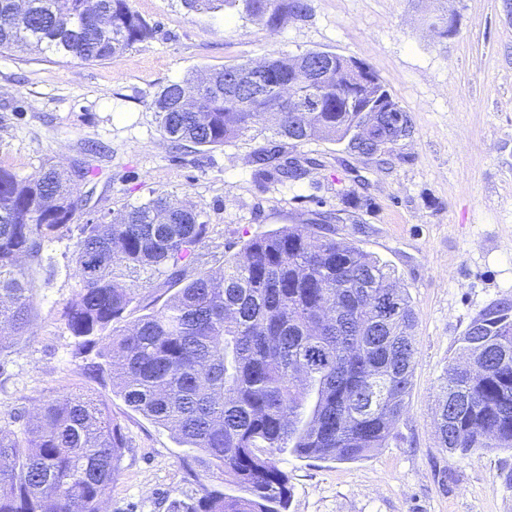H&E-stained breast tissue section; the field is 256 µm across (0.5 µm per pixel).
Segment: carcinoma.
I'll list each match as a JSON object with an SVG mask.
<instances>
[{
	"label": "carcinoma",
	"instance_id": "cac0c4a2",
	"mask_svg": "<svg viewBox=\"0 0 512 512\" xmlns=\"http://www.w3.org/2000/svg\"><path fill=\"white\" fill-rule=\"evenodd\" d=\"M274 31L308 11L307 0H181L189 11L233 8ZM131 0H0V49L23 46L78 61H108L153 38ZM322 51L273 52L261 89L243 94L252 67L197 71L157 93L163 136L195 149L271 133L254 151L256 174L294 184L307 169L282 159V142L343 143L374 156L413 132L396 102L379 128L359 133V107L388 93L362 83L345 59ZM320 112L290 107L282 91L320 64ZM77 182L51 164L20 178L0 167V353L15 345L34 310L33 271L46 242L72 232L83 209ZM160 193L77 225L75 297L62 310L76 353L91 352L94 375L133 411L175 432L179 443L246 492L202 484L169 512H287L288 475L273 455L354 461L387 443L406 409L417 351L415 313L387 262L336 239L330 224H291L247 240L224 269H199L209 225ZM171 295L156 308L135 278ZM146 313L126 319L135 303ZM460 350L475 367L451 362L435 413L440 447L459 459L483 448L512 449V300L472 320ZM128 448L108 406L89 394L42 404L15 432L0 429V512H102Z\"/></svg>",
	"mask_w": 512,
	"mask_h": 512
}]
</instances>
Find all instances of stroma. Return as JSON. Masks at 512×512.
I'll return each instance as SVG.
<instances>
[{
	"label": "stroma",
	"mask_w": 512,
	"mask_h": 512,
	"mask_svg": "<svg viewBox=\"0 0 512 512\" xmlns=\"http://www.w3.org/2000/svg\"><path fill=\"white\" fill-rule=\"evenodd\" d=\"M308 4L306 16L272 31L240 7L200 13L180 0H132L155 34L119 58L1 52L0 166L22 178L47 162L89 168L79 224L155 192L193 206L212 228L202 248L208 270L254 236L332 215L338 239L386 261L407 289L417 363L385 447L355 461L276 456L292 487L288 512H512V451L458 459L434 433L438 379L459 359L460 337L512 297V19L501 0H453L459 32L441 40L424 21L431 0ZM310 50L369 66L410 114L412 135L378 157L321 140L285 146L286 157L316 161L290 188L254 175L262 139L186 152L163 138L151 108L162 86L199 69ZM92 142L104 152H88ZM75 243L48 245L32 324L0 353V428L18 430V411L34 413L56 395L89 393L108 403L129 440L103 512H167L203 483L239 494L201 453L128 407L108 377H88L89 360L62 318L78 286Z\"/></svg>",
	"instance_id": "35a3bbf8"
}]
</instances>
